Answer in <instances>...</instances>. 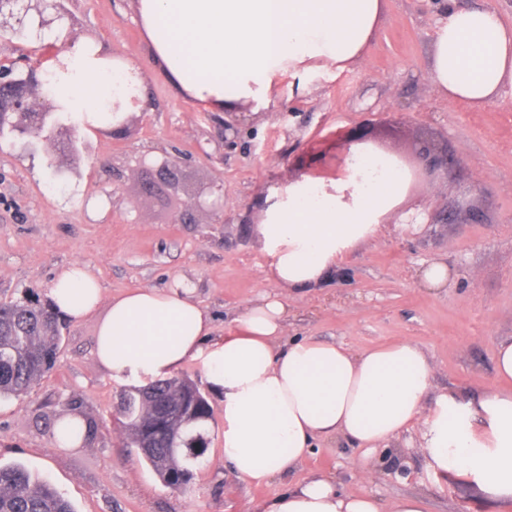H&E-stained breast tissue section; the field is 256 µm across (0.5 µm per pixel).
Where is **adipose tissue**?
Segmentation results:
<instances>
[{
    "label": "adipose tissue",
    "mask_w": 512,
    "mask_h": 512,
    "mask_svg": "<svg viewBox=\"0 0 512 512\" xmlns=\"http://www.w3.org/2000/svg\"><path fill=\"white\" fill-rule=\"evenodd\" d=\"M383 0H137L155 63L190 101L235 110L268 101L276 79L312 67L344 68L375 37ZM431 77L451 102L482 106L512 87V25L485 9L442 0ZM54 87L82 127L110 123L105 93L143 97L145 75L82 39L61 55ZM362 156L333 188L313 180L288 188L268 208L257 241L270 258L275 290L239 318L238 332L212 338L211 320L191 281L112 298L95 353L114 379L134 386L199 362L224 405V458L239 480L264 484L293 469L317 441L345 437L372 451L418 428L429 467L479 489L512 512V390L463 401L433 393L435 368L416 344L354 351L313 338L287 339L288 289L317 285L349 249L379 227L402 180L365 184ZM51 299L67 318L92 314L99 282L80 264L63 268ZM422 496L384 504L342 492L318 474L259 503L256 512H425Z\"/></svg>",
    "instance_id": "adipose-tissue-1"
}]
</instances>
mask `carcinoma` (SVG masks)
Here are the masks:
<instances>
[{"instance_id": "cac0c4a2", "label": "carcinoma", "mask_w": 512, "mask_h": 512, "mask_svg": "<svg viewBox=\"0 0 512 512\" xmlns=\"http://www.w3.org/2000/svg\"><path fill=\"white\" fill-rule=\"evenodd\" d=\"M67 323L50 301L31 289L16 300L0 302V400L20 399L57 366ZM75 414L88 429L83 444L94 439L96 422L82 403ZM180 415L161 420V411ZM119 413L126 444L165 484H175L204 453L205 425L212 419L207 397L187 377L171 376L123 393ZM0 512H75L71 503L46 480L23 465H0Z\"/></svg>"}]
</instances>
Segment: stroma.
I'll return each instance as SVG.
<instances>
[{
	"mask_svg": "<svg viewBox=\"0 0 512 512\" xmlns=\"http://www.w3.org/2000/svg\"><path fill=\"white\" fill-rule=\"evenodd\" d=\"M440 18L437 0H384L362 61L280 76L264 122L245 123L228 145L223 110L176 94L157 73L132 0H18L0 16V66L14 74L83 37L137 64L148 81L146 103L131 113L126 133L81 132L79 154L51 142L26 150L17 139L0 137V300L29 288L49 299L57 274L72 263L85 266L105 296L93 315L64 330L57 367L25 399L0 402L1 465L20 464L47 477L75 512H254L257 503L317 473L384 503L420 494L427 512H494L476 488L429 468L414 429L368 455L345 439L327 440L269 483L240 481L222 452L223 405L195 361L180 374L208 392L209 444L193 485L173 490L137 449L123 446L116 421L123 386L94 354L109 298L181 279L195 284L215 335L235 332L245 309L273 289L270 259L256 234L268 199L298 174L335 180L343 135L367 124L388 151L408 152L423 138L461 160L459 183L404 190L396 204L440 206L458 185L476 183L483 220L411 231L381 225L322 285L290 292L288 335L356 351L409 341L435 366L434 392L451 389L473 401L495 390L496 344L512 336V88L482 107L440 96L430 78ZM165 151L182 158L183 189L144 195L141 185L152 172L138 159ZM55 164L63 170L57 178ZM116 168L124 175L117 187ZM215 183L223 186L220 223L204 214L176 223L189 194ZM435 263L448 268L446 287L429 288L419 279ZM72 399L91 409L95 443L60 452L53 431Z\"/></svg>",
	"mask_w": 512,
	"mask_h": 512,
	"instance_id": "stroma-1",
	"label": "stroma"
}]
</instances>
